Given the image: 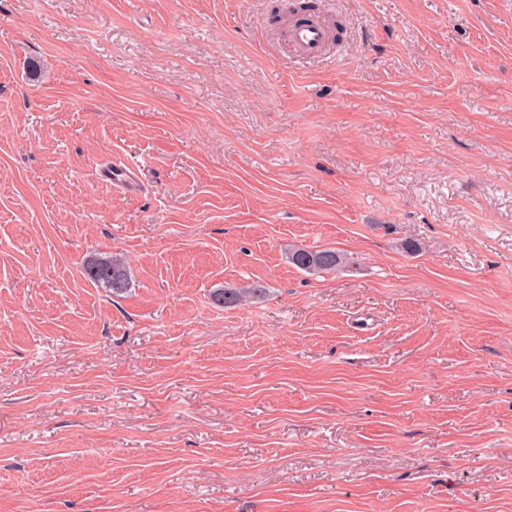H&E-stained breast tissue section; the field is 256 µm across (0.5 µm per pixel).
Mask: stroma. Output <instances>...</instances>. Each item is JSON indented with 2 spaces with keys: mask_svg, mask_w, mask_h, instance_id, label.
Wrapping results in <instances>:
<instances>
[{
  "mask_svg": "<svg viewBox=\"0 0 512 512\" xmlns=\"http://www.w3.org/2000/svg\"><path fill=\"white\" fill-rule=\"evenodd\" d=\"M297 3L0 0V512H512V0ZM333 32L318 19L300 18L288 26L287 50L302 60L323 59L326 48L333 40ZM101 179L112 183L114 187L133 192L138 187V175L125 162H113L98 169ZM288 261L308 273L337 271L354 263L350 257L335 250L312 251L300 247L288 249ZM84 271L90 281L108 288L112 296L119 297L128 290V271L120 258L90 260ZM267 293V288L254 282L244 287L224 286L213 291V301L224 308H233L250 302L262 300Z\"/></svg>",
  "mask_w": 512,
  "mask_h": 512,
  "instance_id": "stroma-1",
  "label": "stroma"
}]
</instances>
